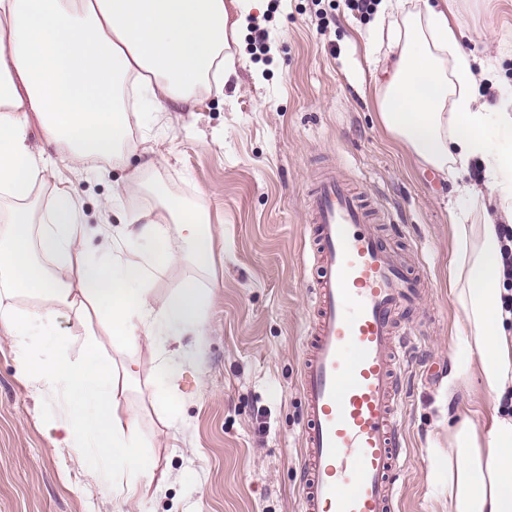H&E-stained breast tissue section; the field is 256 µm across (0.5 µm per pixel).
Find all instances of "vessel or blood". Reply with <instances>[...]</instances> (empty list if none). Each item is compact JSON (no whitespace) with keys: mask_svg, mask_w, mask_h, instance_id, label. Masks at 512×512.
<instances>
[{"mask_svg":"<svg viewBox=\"0 0 512 512\" xmlns=\"http://www.w3.org/2000/svg\"><path fill=\"white\" fill-rule=\"evenodd\" d=\"M310 215L314 318L300 387L302 512H395L405 450L398 398L412 329L401 314L426 280L385 245L364 199L322 173Z\"/></svg>","mask_w":512,"mask_h":512,"instance_id":"obj_1","label":"vessel or blood"}]
</instances>
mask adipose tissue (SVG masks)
Instances as JSON below:
<instances>
[{"instance_id":"adipose-tissue-1","label":"adipose tissue","mask_w":512,"mask_h":512,"mask_svg":"<svg viewBox=\"0 0 512 512\" xmlns=\"http://www.w3.org/2000/svg\"><path fill=\"white\" fill-rule=\"evenodd\" d=\"M265 0H0V326L20 351L19 372L62 392L68 420L60 444L92 463L104 491L123 481L127 499L147 494L153 466L140 449L137 419L121 411L123 388L102 338L118 348L147 345L166 370L154 399L168 417L178 410L175 376L182 337L205 344L207 290L192 283L162 303L152 299L154 273L190 255L198 270L211 265L214 236L206 217L172 202L125 213L115 237L123 244L87 254L89 234L72 188L55 187L49 208L36 213L37 188L57 171L28 143L31 123L45 141L63 147L70 169L109 161L131 149L139 108L179 112L201 90L235 72L231 50ZM376 29L390 51L373 76L379 119L414 162L457 184L473 162L485 166L488 196L512 223V102L488 105L492 65L462 47L453 0H383ZM139 95L127 108L124 88ZM451 295L463 314V350L455 375L477 373L496 399L512 391V313L503 304L502 242L496 220L471 224L451 213ZM136 237L148 249L127 246ZM40 301L17 304L20 295ZM62 309L87 323L83 358L71 364L29 360L36 328ZM446 512H512V413L496 408L484 426L459 417L448 427Z\"/></svg>"}]
</instances>
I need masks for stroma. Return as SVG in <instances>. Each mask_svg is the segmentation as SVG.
<instances>
[{
  "mask_svg": "<svg viewBox=\"0 0 512 512\" xmlns=\"http://www.w3.org/2000/svg\"><path fill=\"white\" fill-rule=\"evenodd\" d=\"M459 0L463 45L498 63L486 98L512 96V0ZM328 13L320 21L317 8ZM370 18L344 0H267L232 50L237 71L221 91L198 97L192 111L145 113L133 140L148 137L155 164L124 208L163 196L208 215L214 261L190 260L155 273L164 300L185 282L210 292L207 347L181 361L182 401L174 419L154 404L157 362L147 348L103 349L130 374L121 406L135 414L154 467L152 494L129 503L104 496L68 449L57 447L67 417L62 394L27 382L18 354L0 333V512H301L300 438L306 402L299 387L312 317L309 216L305 199L330 165L365 196L387 244L424 274L411 362L402 374V433L407 454L395 512H443L448 485V414L482 425L493 400L479 382L448 391L459 352L461 310L448 293L453 246L448 207L459 192L417 167L381 125L372 72L386 47L374 44ZM267 34L259 44V34ZM131 155L65 171L90 226H118L103 201L139 165ZM84 326L59 311L53 333L30 340L36 361L77 359Z\"/></svg>",
  "mask_w": 512,
  "mask_h": 512,
  "instance_id": "obj_1",
  "label": "stroma"
}]
</instances>
